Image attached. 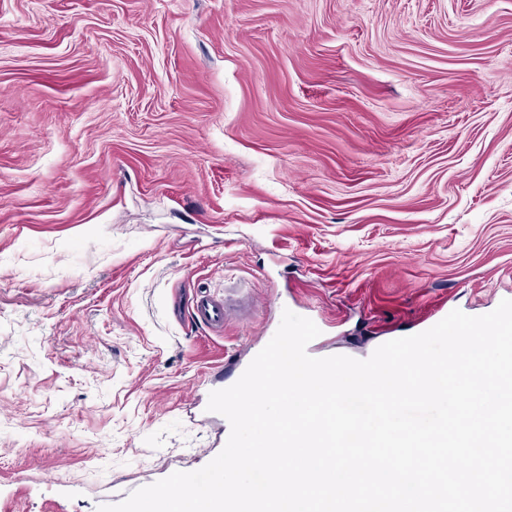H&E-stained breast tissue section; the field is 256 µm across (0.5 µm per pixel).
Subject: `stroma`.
Here are the masks:
<instances>
[{
  "mask_svg": "<svg viewBox=\"0 0 512 512\" xmlns=\"http://www.w3.org/2000/svg\"><path fill=\"white\" fill-rule=\"evenodd\" d=\"M506 295L512 0H0V512L207 465L283 311L361 360ZM194 315L201 324L222 328L227 318V306L222 298L203 295L196 302Z\"/></svg>",
  "mask_w": 512,
  "mask_h": 512,
  "instance_id": "obj_1",
  "label": "stroma"
}]
</instances>
